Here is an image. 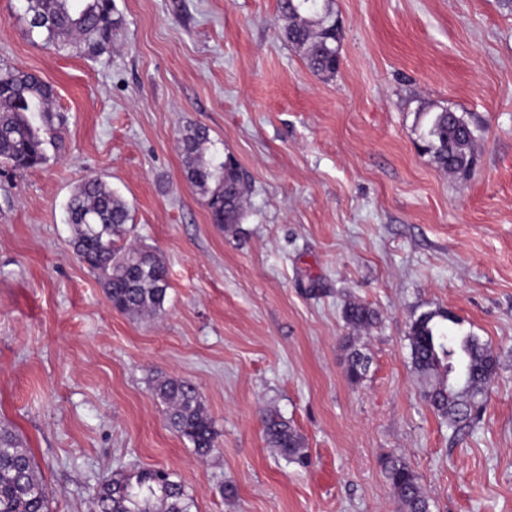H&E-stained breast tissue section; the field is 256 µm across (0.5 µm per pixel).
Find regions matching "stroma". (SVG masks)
<instances>
[{
    "mask_svg": "<svg viewBox=\"0 0 512 512\" xmlns=\"http://www.w3.org/2000/svg\"><path fill=\"white\" fill-rule=\"evenodd\" d=\"M114 2L123 25L91 61L31 38L24 0H0V68L40 75L63 117L47 163L0 173V427L30 448L52 512H96L103 475L152 469L193 512H405L391 458L432 512H512V0H334L330 78L283 40L277 0ZM432 104L481 129L467 175L418 148ZM194 124L250 185L233 227L184 176ZM89 176L162 254V312L113 310L76 260L65 205ZM350 303L377 324L351 328ZM439 310L499 361L463 430L423 401L410 359L412 322ZM354 348L370 358L356 384ZM166 378L197 386L207 458L168 427ZM270 411L307 467L269 447ZM387 476L395 496L407 512H430L419 475L410 466L398 459L391 460L387 466Z\"/></svg>",
    "mask_w": 512,
    "mask_h": 512,
    "instance_id": "stroma-1",
    "label": "stroma"
}]
</instances>
